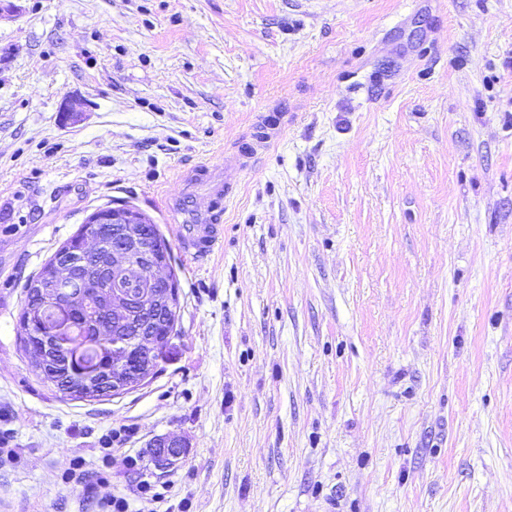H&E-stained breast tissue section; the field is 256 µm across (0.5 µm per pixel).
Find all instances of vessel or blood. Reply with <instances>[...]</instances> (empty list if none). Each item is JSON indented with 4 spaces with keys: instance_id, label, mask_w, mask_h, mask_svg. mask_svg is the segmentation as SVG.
Listing matches in <instances>:
<instances>
[{
    "instance_id": "b4317fda",
    "label": "vessel or blood",
    "mask_w": 512,
    "mask_h": 512,
    "mask_svg": "<svg viewBox=\"0 0 512 512\" xmlns=\"http://www.w3.org/2000/svg\"><path fill=\"white\" fill-rule=\"evenodd\" d=\"M184 181L192 190L201 185L205 186L207 193L218 199L227 196L231 191L230 183L209 177L207 168L202 165L188 170ZM168 210L179 240L193 260L207 261L222 247L224 227L218 224L216 214L199 212L186 198L169 204Z\"/></svg>"
}]
</instances>
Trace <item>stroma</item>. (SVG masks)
I'll return each instance as SVG.
<instances>
[{"label":"stroma","mask_w":512,"mask_h":512,"mask_svg":"<svg viewBox=\"0 0 512 512\" xmlns=\"http://www.w3.org/2000/svg\"><path fill=\"white\" fill-rule=\"evenodd\" d=\"M202 164L204 264L165 208ZM111 208L168 242L176 333L64 398L24 286ZM0 438V512H105L79 457L128 512H512V0H0ZM208 172V169L203 165L195 166L186 172L184 182L188 186V195H195V189L204 185L210 196L216 199L226 197L231 191L230 183L224 182V179L221 178H210Z\"/></svg>","instance_id":"1"}]
</instances>
